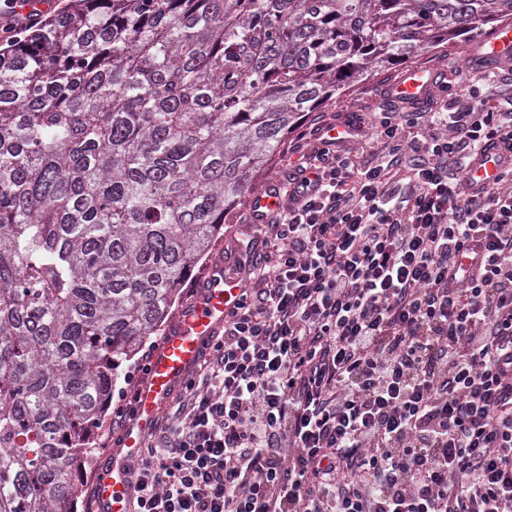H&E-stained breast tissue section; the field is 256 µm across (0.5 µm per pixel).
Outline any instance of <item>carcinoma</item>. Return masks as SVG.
Returning <instances> with one entry per match:
<instances>
[{
  "instance_id": "cac0c4a2",
  "label": "carcinoma",
  "mask_w": 512,
  "mask_h": 512,
  "mask_svg": "<svg viewBox=\"0 0 512 512\" xmlns=\"http://www.w3.org/2000/svg\"><path fill=\"white\" fill-rule=\"evenodd\" d=\"M512 0H71L0 49V512H74L91 431L310 112Z\"/></svg>"
}]
</instances>
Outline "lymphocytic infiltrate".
Masks as SVG:
<instances>
[{"mask_svg": "<svg viewBox=\"0 0 512 512\" xmlns=\"http://www.w3.org/2000/svg\"><path fill=\"white\" fill-rule=\"evenodd\" d=\"M359 177L299 153L278 242L135 469V512H512V113L472 94L381 117ZM503 154L504 151L496 145H488L478 153L470 169V191L482 189L501 176L506 165Z\"/></svg>", "mask_w": 512, "mask_h": 512, "instance_id": "1", "label": "lymphocytic infiltrate"}]
</instances>
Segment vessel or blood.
Wrapping results in <instances>:
<instances>
[{
    "label": "vessel or blood",
    "mask_w": 512,
    "mask_h": 512,
    "mask_svg": "<svg viewBox=\"0 0 512 512\" xmlns=\"http://www.w3.org/2000/svg\"><path fill=\"white\" fill-rule=\"evenodd\" d=\"M471 55L480 69L512 63V25H502L492 37L474 46ZM444 77V72L418 67L402 75L390 87L389 95L399 104L417 105L430 96ZM505 165L502 149L486 146L470 169L472 188L478 190L494 182ZM288 201V196L269 194L262 188L249 198L262 224L274 223ZM241 293L242 281L236 266L216 259L208 276L199 282L195 299L161 339L150 362L149 379L140 389L135 413L122 435L121 447L105 452L96 472L95 498L101 512H128L132 468L145 437L156 426L171 396L199 363L205 342L221 333L224 319Z\"/></svg>",
    "instance_id": "1"
}]
</instances>
